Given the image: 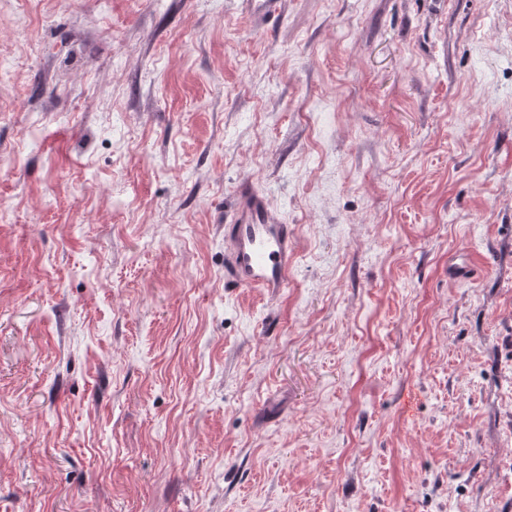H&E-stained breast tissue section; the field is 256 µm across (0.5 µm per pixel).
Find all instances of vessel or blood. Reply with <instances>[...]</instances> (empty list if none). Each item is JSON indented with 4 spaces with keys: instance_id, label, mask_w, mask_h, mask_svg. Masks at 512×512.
<instances>
[{
    "instance_id": "obj_1",
    "label": "vessel or blood",
    "mask_w": 512,
    "mask_h": 512,
    "mask_svg": "<svg viewBox=\"0 0 512 512\" xmlns=\"http://www.w3.org/2000/svg\"><path fill=\"white\" fill-rule=\"evenodd\" d=\"M224 241L225 269L238 287L271 296L286 288L298 250L295 227L252 181L236 190Z\"/></svg>"
}]
</instances>
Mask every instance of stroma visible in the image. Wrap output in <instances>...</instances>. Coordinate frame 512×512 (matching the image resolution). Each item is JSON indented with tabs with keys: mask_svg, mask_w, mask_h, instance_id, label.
Masks as SVG:
<instances>
[{
	"mask_svg": "<svg viewBox=\"0 0 512 512\" xmlns=\"http://www.w3.org/2000/svg\"><path fill=\"white\" fill-rule=\"evenodd\" d=\"M259 2L0 0V512H512V0ZM224 241L225 269L238 287L271 296L286 288L298 250L295 226L251 180L236 190Z\"/></svg>",
	"mask_w": 512,
	"mask_h": 512,
	"instance_id": "35a3bbf8",
	"label": "stroma"
}]
</instances>
